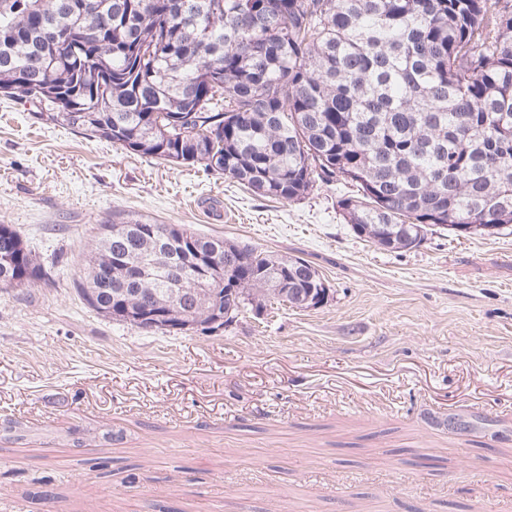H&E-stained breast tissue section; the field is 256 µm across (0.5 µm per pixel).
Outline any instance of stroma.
Instances as JSON below:
<instances>
[{
  "mask_svg": "<svg viewBox=\"0 0 512 512\" xmlns=\"http://www.w3.org/2000/svg\"><path fill=\"white\" fill-rule=\"evenodd\" d=\"M347 191L259 199L0 99V224L51 267L0 288V512H512V234L387 252ZM127 219L301 257L328 296L212 333L105 318L74 283Z\"/></svg>",
  "mask_w": 512,
  "mask_h": 512,
  "instance_id": "stroma-1",
  "label": "stroma"
}]
</instances>
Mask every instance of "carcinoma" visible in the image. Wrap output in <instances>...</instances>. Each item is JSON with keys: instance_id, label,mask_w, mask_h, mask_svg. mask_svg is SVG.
<instances>
[{"instance_id": "1", "label": "carcinoma", "mask_w": 512, "mask_h": 512, "mask_svg": "<svg viewBox=\"0 0 512 512\" xmlns=\"http://www.w3.org/2000/svg\"><path fill=\"white\" fill-rule=\"evenodd\" d=\"M0 0V96L122 149L299 201L335 182L354 234L386 251L434 227H512V0ZM47 26L72 44L47 50ZM98 235L79 296L143 331L224 326L228 309L326 287L300 257L129 219ZM165 256L136 292L122 263ZM50 278L0 224V288Z\"/></svg>"}]
</instances>
